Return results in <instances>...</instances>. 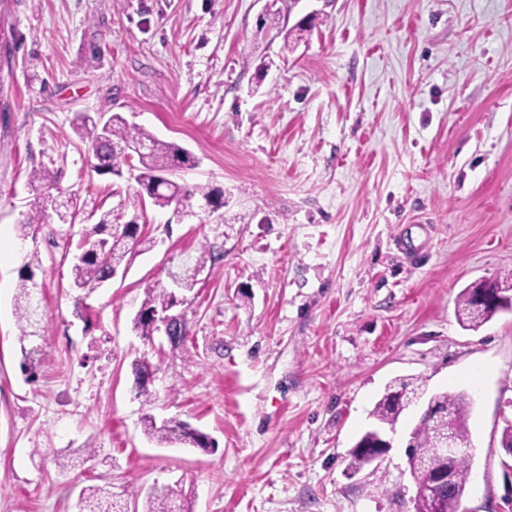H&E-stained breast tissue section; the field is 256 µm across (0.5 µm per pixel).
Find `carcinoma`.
<instances>
[{
    "mask_svg": "<svg viewBox=\"0 0 512 512\" xmlns=\"http://www.w3.org/2000/svg\"><path fill=\"white\" fill-rule=\"evenodd\" d=\"M75 131L88 142L91 167L106 164L115 175H122L123 166L137 160L138 174L135 177L140 188L151 186L159 178L169 174L176 166L192 167L194 157L186 149L156 139L144 128L128 123L120 114L109 117L105 125L100 126L89 117L80 114L74 121ZM214 189L207 184L192 186L179 182L170 184L158 192L148 194L151 203L161 209L169 208L177 201H189L199 197L212 201ZM82 210L76 197L60 199L49 194H40L30 204L26 218L20 224L21 231L34 224L46 223L49 212H54L62 224H72ZM138 217L131 218L125 224L112 223V212H106L87 234L100 239L102 249H88L85 238H80L78 249L81 257L71 267V284L78 289L92 291L107 282L112 275V267L120 266L129 253V241L134 246L147 250L153 241L138 233ZM501 288V302L496 306L476 305V290L472 286L464 288L457 297L458 313L462 326L475 329L489 321L501 311H512V276L496 279ZM38 289L33 281V274L21 277L17 293L18 319L22 335L37 336L41 325L40 306H38ZM176 304L175 296L167 288L151 286L145 288V298L141 304V313L134 319V328L147 342L161 331L160 319ZM187 326L180 324L177 318L168 322L166 337L172 346L184 343ZM41 350L37 346L22 349L21 369L29 379H34L40 366ZM137 395L151 401V392L147 380L155 373L154 366L146 358H139L132 363ZM423 396V381L419 378H402L387 385L383 395L376 401L370 416L383 428L396 426L404 406L400 395ZM473 398L465 391H441L432 394L426 408L411 432L408 450V463L416 483L423 486L413 500L414 512H460L461 501L470 476V460L460 459L451 464L454 479L452 483L434 492L426 486L434 482L432 470L424 467L432 454V445L437 435L448 430V425L455 427V432L462 441L468 440L467 420ZM143 427L147 435L163 444H183L192 448L208 449L211 447L208 435L191 427L185 422H167L161 426L154 417L146 414ZM376 433L369 428L355 442L351 450L353 463L363 466L370 463L369 448L373 447ZM76 450L62 448L56 452L55 466L60 475L65 476L74 467L71 455ZM144 497L143 507H138L139 497ZM133 497V512H170L173 504H179L180 512H192L189 502L183 497L182 490L171 485L153 486L146 493L136 492ZM115 494L108 486H90L81 490L78 512H118Z\"/></svg>",
    "mask_w": 512,
    "mask_h": 512,
    "instance_id": "obj_1",
    "label": "carcinoma"
}]
</instances>
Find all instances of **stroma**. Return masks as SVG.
Returning a JSON list of instances; mask_svg holds the SVG:
<instances>
[{
    "label": "stroma",
    "instance_id": "35a3bbf8",
    "mask_svg": "<svg viewBox=\"0 0 512 512\" xmlns=\"http://www.w3.org/2000/svg\"><path fill=\"white\" fill-rule=\"evenodd\" d=\"M311 30L290 36L300 20ZM0 512H77L87 485L181 483L193 512H413L406 449L350 451L385 386L474 392L464 512H512L501 433L512 419V312L463 328L456 298L512 273V0H0ZM122 115L189 150L174 180L224 206L193 214L100 174L76 113ZM74 195V225L21 232L32 171ZM138 215L147 251L87 293L76 246L103 213ZM178 291L185 342L133 329L148 285L202 247ZM45 319L22 337L19 274ZM86 305L85 317L75 314ZM38 345L36 380L20 368ZM157 372L151 402L132 363ZM209 434L204 452L149 439L144 414ZM82 448L68 476L54 450ZM132 371L135 377L137 396L145 397V402L151 401V392L147 380L155 373L154 366L145 357L136 359L132 363Z\"/></svg>",
    "mask_w": 512,
    "mask_h": 512
}]
</instances>
